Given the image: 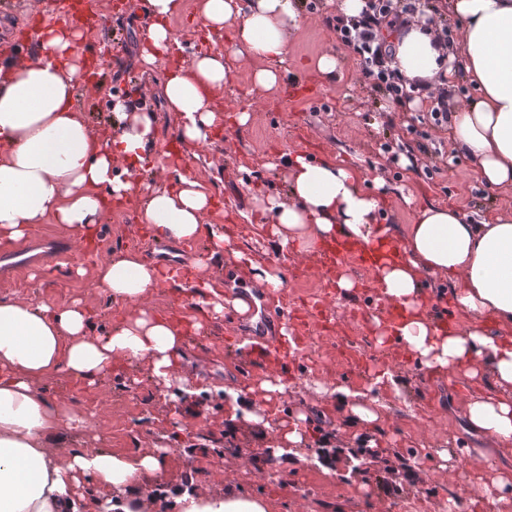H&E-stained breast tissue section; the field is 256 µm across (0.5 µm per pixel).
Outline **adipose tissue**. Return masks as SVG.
<instances>
[{
    "label": "adipose tissue",
    "mask_w": 512,
    "mask_h": 512,
    "mask_svg": "<svg viewBox=\"0 0 512 512\" xmlns=\"http://www.w3.org/2000/svg\"><path fill=\"white\" fill-rule=\"evenodd\" d=\"M150 20L143 60L153 64L179 46L170 24L184 0H138ZM208 33L230 31L228 52H196L166 71L161 95L176 114L177 139L210 140L224 116L215 94L245 70L253 86L272 92L284 83L288 43L299 27L298 0H198ZM441 10L462 24L457 49L441 45L427 17L386 31L393 62L406 83L451 87L464 79L476 100L451 110L454 150L469 156L482 183L512 191V0H442ZM80 35L44 27L26 57L0 58V245L26 239L50 220L94 254V284L134 311L107 333L96 334L92 312L81 302L59 306L0 294V512H156L155 495L141 478L162 469L167 449L118 455L85 443L84 413L49 394L46 383L63 373L95 384L117 366L145 363L154 381L185 387L181 362L189 333L203 331L225 312L243 315L248 302L224 294L210 278L194 285L196 318L171 319L149 306L167 276L140 252L124 247L98 256L97 227L112 203H134L138 221L159 241L204 240L207 254L231 255L254 287L283 285L280 266L255 262L239 249L232 225L209 224L211 196L184 175L140 185L152 167L155 115L116 100L112 132L99 139L79 112L75 88L82 77ZM288 172L286 194L256 196L258 228L283 258H307L336 238L366 247L398 244L374 272L384 302L402 312L392 323L374 317L379 335H393L420 365L486 379L489 390L464 401L470 432L494 446L512 443V210L473 221L451 205L428 203L412 223H379L380 196L366 193L355 168L303 151L277 158ZM451 282L452 305L466 326L439 322L429 310L428 279ZM288 387L282 372L265 376L257 396L228 389L227 427L265 424L266 402ZM324 407L349 411L363 429L379 423L389 406L345 386L321 391ZM178 512H267L265 501L227 493L185 494Z\"/></svg>",
    "instance_id": "adipose-tissue-1"
}]
</instances>
